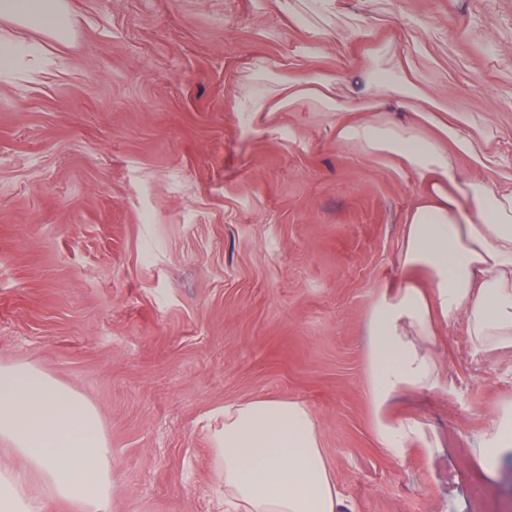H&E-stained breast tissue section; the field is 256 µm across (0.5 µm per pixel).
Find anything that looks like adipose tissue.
I'll return each instance as SVG.
<instances>
[{
	"instance_id": "1",
	"label": "adipose tissue",
	"mask_w": 512,
	"mask_h": 512,
	"mask_svg": "<svg viewBox=\"0 0 512 512\" xmlns=\"http://www.w3.org/2000/svg\"><path fill=\"white\" fill-rule=\"evenodd\" d=\"M0 19L46 30L67 42L68 0H0ZM370 80L389 101L346 102L333 78L289 77L257 112L301 102L328 107L337 145L392 159L422 190L406 214L399 279L386 283L368 314L366 364L374 430L393 457L439 447L413 417L389 419L398 389L436 391L445 379L435 350L439 324L462 322L477 354L512 353V160L479 135V115L451 112L428 98L415 64L374 65ZM0 444L15 463L0 466V512H109L112 450L99 413L85 398L27 364L0 365ZM224 470V512H338L343 497L321 448L318 423L300 400L255 398L224 407L215 436ZM512 447V406L486 424L479 462L493 472ZM40 495H33L30 478Z\"/></svg>"
}]
</instances>
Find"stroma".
Listing matches in <instances>:
<instances>
[{"label": "stroma", "mask_w": 512, "mask_h": 512, "mask_svg": "<svg viewBox=\"0 0 512 512\" xmlns=\"http://www.w3.org/2000/svg\"><path fill=\"white\" fill-rule=\"evenodd\" d=\"M70 43L0 20L47 62L0 71V364L93 405L112 512H221L224 404L306 402L345 512H512V450L489 476L487 421L512 357L440 327L447 390H402L442 445L384 453L372 430L367 315L420 192L410 171L337 145L303 103L256 114L288 76L412 58L426 93L477 112L512 153V0H70Z\"/></svg>", "instance_id": "stroma-1"}]
</instances>
